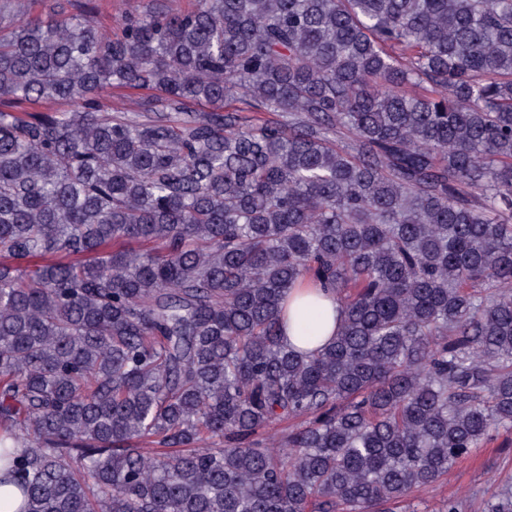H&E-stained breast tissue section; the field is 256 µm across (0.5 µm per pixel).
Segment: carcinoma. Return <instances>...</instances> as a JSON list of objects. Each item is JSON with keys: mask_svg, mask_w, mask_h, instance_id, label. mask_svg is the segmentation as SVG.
I'll return each instance as SVG.
<instances>
[{"mask_svg": "<svg viewBox=\"0 0 512 512\" xmlns=\"http://www.w3.org/2000/svg\"><path fill=\"white\" fill-rule=\"evenodd\" d=\"M304 281L342 314L310 351ZM501 429L512 0H195L113 37L0 3L17 512H397ZM310 287L306 285H298L296 288H293L287 297L286 306L288 308V317L289 323L288 328L284 331L285 340L292 346L300 349H313L316 346H319L325 343L331 336H334V331L336 333V297L330 290H325L321 292L322 298L319 300L322 309H323V319L320 324L319 333L316 335L317 337L313 340H308L302 337L299 332L297 326L294 324V315L302 300L298 299V296L301 293H304ZM290 318L292 319L290 321Z\"/></svg>", "mask_w": 512, "mask_h": 512, "instance_id": "1", "label": "carcinoma"}]
</instances>
